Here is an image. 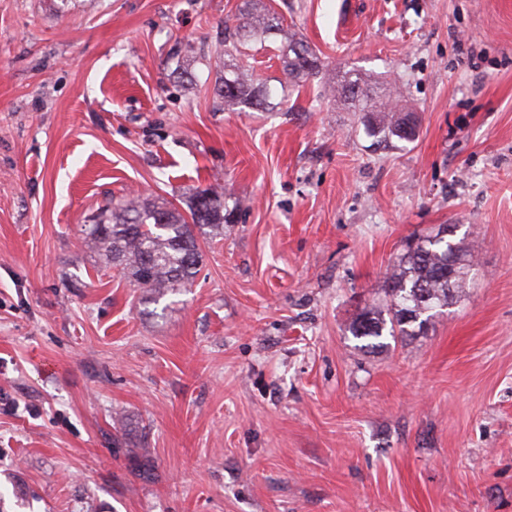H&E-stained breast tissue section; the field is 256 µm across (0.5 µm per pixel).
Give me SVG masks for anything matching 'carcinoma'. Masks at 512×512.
Segmentation results:
<instances>
[{"label": "carcinoma", "mask_w": 512, "mask_h": 512, "mask_svg": "<svg viewBox=\"0 0 512 512\" xmlns=\"http://www.w3.org/2000/svg\"><path fill=\"white\" fill-rule=\"evenodd\" d=\"M272 37L281 38L285 76L276 86L257 79L249 63L252 52L265 47ZM208 60L221 69L218 106L240 112H262L279 90L320 73L315 50L279 18L266 13L246 12L235 26H224ZM361 81V77L348 76L341 83L328 84V91L334 98H352ZM360 111L367 116V134L379 144L394 137L410 141L416 135L413 116L396 111L390 99L378 102L365 96L360 99ZM239 210L240 201L227 206L224 190L213 186L192 194L186 215L170 202L138 195L107 204L95 223L85 225L83 240L90 252L140 288L146 302L157 304L194 282L202 262L197 234L209 239L224 236ZM450 228L455 225L446 224L409 246L386 276V302L371 304L352 320L349 332L365 341V347H386L381 341L386 334L393 338L419 335L468 286L474 259L464 239L456 241L448 234ZM112 445L135 462H149L150 450L143 441H133L123 433L113 437Z\"/></svg>", "instance_id": "carcinoma-1"}]
</instances>
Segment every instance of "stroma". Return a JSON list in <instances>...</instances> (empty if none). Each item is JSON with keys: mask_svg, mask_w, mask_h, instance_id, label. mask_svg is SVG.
<instances>
[{"mask_svg": "<svg viewBox=\"0 0 512 512\" xmlns=\"http://www.w3.org/2000/svg\"><path fill=\"white\" fill-rule=\"evenodd\" d=\"M241 4L0 0V512H512V0H254L323 69L231 112L178 49ZM350 70L414 141L318 97ZM211 184L244 209L155 309L82 246L109 201ZM442 224L470 288L361 348L349 323ZM361 112H367L366 132L376 139L378 144L386 145L393 137L411 141L416 135V123L411 113L396 111L392 99L378 102L365 96L358 100ZM409 124H412L411 127ZM126 435L128 434L115 435L112 440L113 448H117L118 452H122L126 457L135 462L147 464L150 460L148 444L144 440L132 441Z\"/></svg>", "mask_w": 512, "mask_h": 512, "instance_id": "stroma-1", "label": "stroma"}]
</instances>
